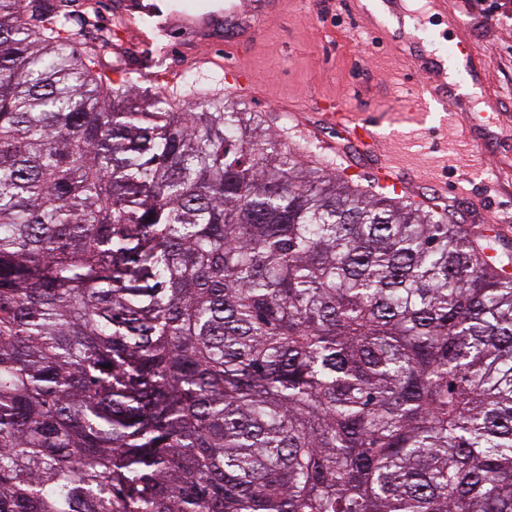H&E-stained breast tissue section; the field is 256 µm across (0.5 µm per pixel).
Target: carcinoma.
<instances>
[{
	"mask_svg": "<svg viewBox=\"0 0 512 512\" xmlns=\"http://www.w3.org/2000/svg\"><path fill=\"white\" fill-rule=\"evenodd\" d=\"M73 2L0 0V512H512V248Z\"/></svg>",
	"mask_w": 512,
	"mask_h": 512,
	"instance_id": "carcinoma-1",
	"label": "carcinoma"
}]
</instances>
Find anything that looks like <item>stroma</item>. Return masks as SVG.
I'll return each mask as SVG.
<instances>
[{"mask_svg": "<svg viewBox=\"0 0 512 512\" xmlns=\"http://www.w3.org/2000/svg\"><path fill=\"white\" fill-rule=\"evenodd\" d=\"M281 0L258 20L254 37L233 51L200 44L208 64L195 68L199 77L223 75L221 60L246 69L257 97L237 95L243 111L255 113L263 127L296 150L303 159L340 172L335 153L304 138L293 117L316 121L318 107L341 101L346 110L369 115L381 133L382 152L402 158L410 169L446 177L452 187L441 206L473 229L488 215L512 227V0H500V14L487 18L480 0H447L456 15L453 30L432 15L428 0ZM381 22L411 46L396 51L375 37ZM473 54L462 58L459 41ZM140 89L160 90L153 73H184V60L173 41L144 34L132 57ZM432 81L453 90L455 109L420 101L416 84ZM493 110L502 125L477 120L471 138L482 147L473 153L459 138L461 113Z\"/></svg>", "mask_w": 512, "mask_h": 512, "instance_id": "obj_1", "label": "stroma"}]
</instances>
